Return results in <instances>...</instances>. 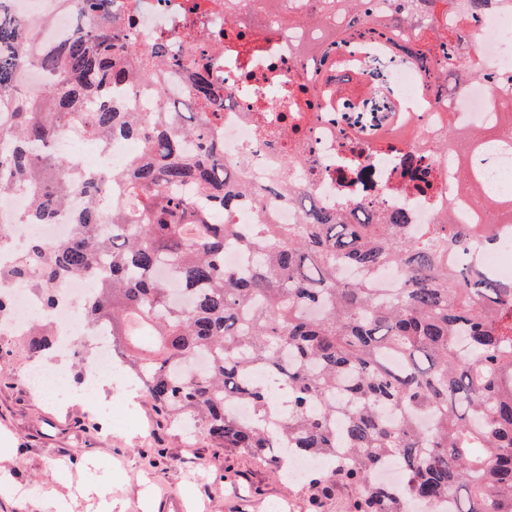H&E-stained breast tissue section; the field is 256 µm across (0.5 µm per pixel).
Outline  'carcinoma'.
Listing matches in <instances>:
<instances>
[{"label":"carcinoma","mask_w":512,"mask_h":512,"mask_svg":"<svg viewBox=\"0 0 512 512\" xmlns=\"http://www.w3.org/2000/svg\"><path fill=\"white\" fill-rule=\"evenodd\" d=\"M78 11L74 35L47 52L32 30L0 10V192L28 187L32 209L21 220L50 222L75 190L87 198L63 241L34 240L12 265L0 266V316L10 309L4 284L26 278L44 306L58 303L66 277L95 281L83 318L106 322L122 338L120 361L155 410L177 419L196 413L206 435L224 448L265 451L281 468L289 454L325 457L330 472L310 476L314 504L347 486L344 512H409L414 500L449 499L455 512H512V284L448 265L445 251L462 250L482 227L431 224L415 239L401 235L402 217H352L323 210L293 177L286 161L278 185L297 200L296 224H227L248 184L224 170L214 134L224 97L210 71L193 76L195 111L161 105L126 112L104 92L152 82L163 67L184 65L168 40L141 49L130 23H116L101 0H70ZM360 0H307V14L288 25L313 23L336 35V18L356 13ZM436 0H394L391 10L359 36L376 31L412 44L413 22ZM463 14L487 0H443ZM425 66L439 72L423 89L449 93L448 75L476 73L469 56L448 59L429 45ZM39 67L48 88L33 96L18 79ZM290 89L280 104L299 130ZM102 142L139 141L142 153L118 173L87 174L52 149L67 126ZM455 148L463 196L482 192L464 163L482 147L484 132L447 130ZM112 225L105 236L102 225ZM239 242L252 260L249 274L224 268V244ZM395 264L407 271L399 288H373V273ZM342 265L362 276L345 281ZM19 343L31 360L52 349L49 324L37 322ZM205 359L200 372L191 368ZM260 370L267 382L248 381ZM238 398L246 421L225 406ZM402 468L397 490L371 482L388 463Z\"/></svg>","instance_id":"obj_1"}]
</instances>
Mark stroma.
<instances>
[{
	"label": "stroma",
	"instance_id": "1",
	"mask_svg": "<svg viewBox=\"0 0 512 512\" xmlns=\"http://www.w3.org/2000/svg\"><path fill=\"white\" fill-rule=\"evenodd\" d=\"M28 365L14 340L0 341V450L15 482L31 491L0 494V512H39L43 490L72 482L111 491L114 512H191L195 503L203 512H273L282 499L309 512L306 480H285L256 452L216 447L142 396L133 407L146 426L138 432L122 413L127 393L119 385L100 392L116 407L114 420L79 398L57 406L18 385Z\"/></svg>",
	"mask_w": 512,
	"mask_h": 512
}]
</instances>
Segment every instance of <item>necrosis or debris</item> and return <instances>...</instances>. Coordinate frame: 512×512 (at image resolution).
Wrapping results in <instances>:
<instances>
[{"mask_svg": "<svg viewBox=\"0 0 512 512\" xmlns=\"http://www.w3.org/2000/svg\"><path fill=\"white\" fill-rule=\"evenodd\" d=\"M7 2L12 14L34 22L41 48L61 45L75 29L68 0ZM106 4L113 19L133 21L139 45L167 36L172 54L189 63L198 55L197 45L205 46L211 76L226 93L224 121L217 129L224 163L243 174L253 188L230 216V223L251 224L259 217L271 224L296 223L298 212L287 192L262 200L265 207L261 210L255 196L256 190L273 182L274 169L291 159L321 208L378 214L401 210L409 215L406 233L412 237L428 224L486 226L487 235L468 245L467 261L503 283L512 282V223L477 210L466 199H457L455 209L447 210L448 199L457 198V182L442 146L447 124L470 130L494 123L492 101L500 91L491 80L512 75V0H488L484 13L473 20L449 13L447 27L477 34L476 43L461 42L459 49L470 54L480 76L440 102L421 96L425 76L419 62L409 55L397 56L387 45L340 35L315 54L299 56L304 41L300 29L283 33L251 22L258 0H236L242 22L238 39L224 35V0H106ZM188 27L194 33L190 41L183 36ZM325 81L336 91L335 102L303 107L301 137L293 142L281 138L282 115L270 108V97ZM155 92L168 105L190 100L187 70L163 69L158 84L126 89L122 96L129 110L135 111L145 94ZM402 105L417 135L393 141L389 129L397 122V109ZM510 139L512 131L497 129L473 158L488 192L512 193V150L504 146ZM82 140V132L70 126L56 142L74 162L100 172L125 166L138 151L135 144L116 139L103 149L85 152L79 148ZM425 176L431 184L423 189L419 182ZM84 204V195L76 191L50 223L19 224L15 218L30 210L31 196L22 189L1 192L0 223L9 226L13 246L0 251V263H12L16 252L30 241L70 237L72 217ZM94 288V282L86 278L62 281L57 287L60 305L52 312L42 305L28 280H13L8 290L11 311L0 321L1 336L22 335L36 320L50 322L58 358L72 352L75 336L86 337L92 348L85 393L89 400L96 399L100 387L125 377L109 324L93 326L80 317L78 304Z\"/></svg>", "mask_w": 512, "mask_h": 512, "instance_id": "obj_1", "label": "necrosis or debris"}]
</instances>
